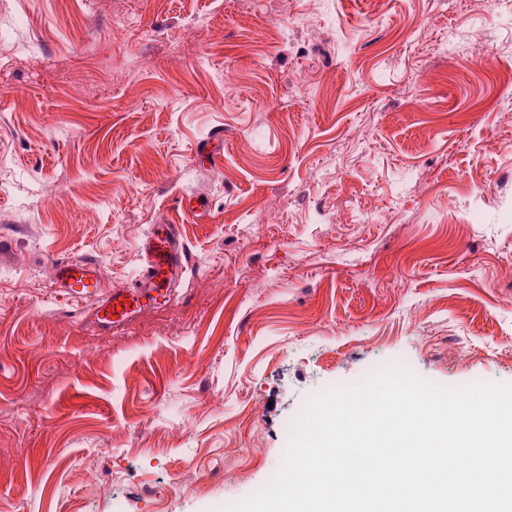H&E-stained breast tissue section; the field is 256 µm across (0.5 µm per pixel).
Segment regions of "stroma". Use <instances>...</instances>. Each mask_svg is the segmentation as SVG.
Instances as JSON below:
<instances>
[{
    "mask_svg": "<svg viewBox=\"0 0 512 512\" xmlns=\"http://www.w3.org/2000/svg\"><path fill=\"white\" fill-rule=\"evenodd\" d=\"M154 224L167 303L54 292ZM396 361L512 384V0H0V512H230ZM139 260L140 271L129 285L111 287L96 260L58 259L52 264V287L77 303L94 298L93 317L99 326L121 324L147 302L165 301L170 285L185 274L186 247L181 225L154 224L140 245Z\"/></svg>",
    "mask_w": 512,
    "mask_h": 512,
    "instance_id": "obj_1",
    "label": "stroma"
}]
</instances>
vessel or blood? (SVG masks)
Instances as JSON below:
<instances>
[{
	"instance_id": "1",
	"label": "vessel or blood",
	"mask_w": 512,
	"mask_h": 512,
	"mask_svg": "<svg viewBox=\"0 0 512 512\" xmlns=\"http://www.w3.org/2000/svg\"><path fill=\"white\" fill-rule=\"evenodd\" d=\"M51 283L74 302L94 299L93 317L102 327L124 323L144 303L167 299L172 283L186 272V247L177 224H157L140 245V271L126 286L108 284L100 264L87 258L58 259L52 264Z\"/></svg>"
}]
</instances>
